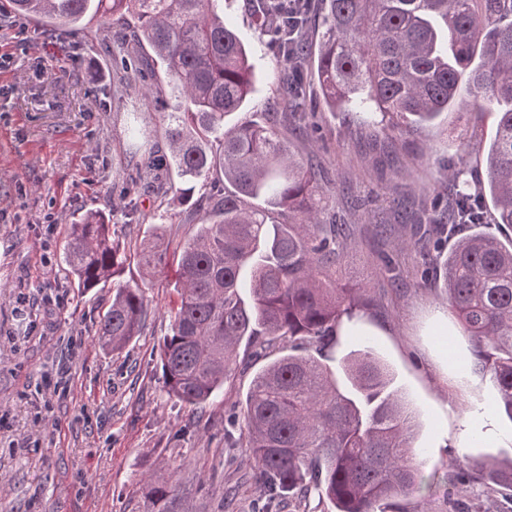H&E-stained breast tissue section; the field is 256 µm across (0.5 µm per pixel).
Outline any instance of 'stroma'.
I'll return each instance as SVG.
<instances>
[{
  "instance_id": "obj_1",
  "label": "stroma",
  "mask_w": 512,
  "mask_h": 512,
  "mask_svg": "<svg viewBox=\"0 0 512 512\" xmlns=\"http://www.w3.org/2000/svg\"><path fill=\"white\" fill-rule=\"evenodd\" d=\"M247 0H227L224 20L253 49L257 83L246 109L229 123L284 109V66L259 47ZM0 18V512H143L148 476L177 473L192 512H256L264 488L247 448L224 439L227 418L267 360L240 346V364L205 405L170 398L159 346L170 331L173 269L146 275L144 242L161 235L168 250L196 225L187 205L172 203L159 183L125 187L148 157L166 150L163 110L145 94L147 80L115 66L121 29L94 18L76 32L47 34L25 19ZM58 56L63 71L44 69ZM308 135L289 139L300 160L318 165L329 190L321 205L364 231L348 245L345 266L367 286L355 341L337 356L371 348L418 415L415 444L428 466L460 459L466 478L437 485L429 502L407 512H450L460 501L477 512H512V487L487 478L486 461H512V421L496 412V387L475 364L471 342L448 309L437 253L405 246L395 214L421 193L432 204L448 195V176L476 182L495 132L492 114L470 106L442 113L413 133L360 129L351 112L328 111L316 81L301 100ZM141 129L129 138L130 125ZM100 212L124 243L120 281L146 284L148 318L123 349L99 347L95 331L110 288L81 290L62 261L68 224ZM63 375L64 396L45 398L43 381Z\"/></svg>"
}]
</instances>
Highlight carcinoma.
Returning a JSON list of instances; mask_svg holds the SVG:
<instances>
[{
    "label": "carcinoma",
    "instance_id": "1",
    "mask_svg": "<svg viewBox=\"0 0 512 512\" xmlns=\"http://www.w3.org/2000/svg\"><path fill=\"white\" fill-rule=\"evenodd\" d=\"M322 31L285 46L288 94L299 97L312 70L334 112L362 106L409 132L457 104L498 105L485 152L486 179L448 199L444 261L448 307L468 333L498 390L496 409L512 421V0H316ZM223 0H13L14 14L72 30L83 19L132 17L133 61L150 71L146 94L174 98L168 154L146 167L176 171L168 191L189 203L213 173L231 190L196 204L197 232L177 256L171 333L160 348L167 393L197 406L235 371L241 342L279 356L253 378L239 429L266 492L259 512L280 498L313 492L336 512H388L396 498L427 499L448 472L426 471L414 445L417 415L392 388L369 349L336 360L344 320L366 289L346 280L343 256L353 224L326 220L319 172L294 158L278 123L225 127L247 106L255 73L248 51L224 22ZM283 0H252L251 24L269 44ZM62 258L77 288L112 286L96 336L124 348L148 316L139 285L115 281L127 254L105 215L69 225ZM139 265L167 267L160 237L144 243ZM145 512H179L170 481L147 479Z\"/></svg>",
    "mask_w": 512,
    "mask_h": 512
}]
</instances>
